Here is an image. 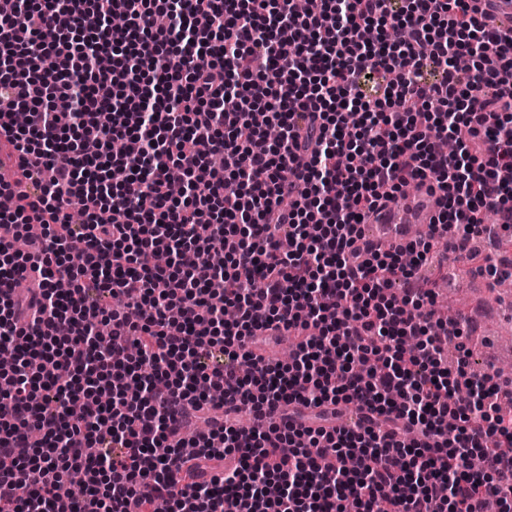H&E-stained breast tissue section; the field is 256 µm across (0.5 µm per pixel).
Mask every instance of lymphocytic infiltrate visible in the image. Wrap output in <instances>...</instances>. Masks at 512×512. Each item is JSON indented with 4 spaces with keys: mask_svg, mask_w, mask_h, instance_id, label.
Masks as SVG:
<instances>
[{
    "mask_svg": "<svg viewBox=\"0 0 512 512\" xmlns=\"http://www.w3.org/2000/svg\"><path fill=\"white\" fill-rule=\"evenodd\" d=\"M477 12L0 0V136L20 158L0 185V348L18 357L0 512H512V380L449 366L470 332L435 318L417 274L434 238L512 237V28ZM462 126L469 142L441 152ZM418 180L438 193L428 238L362 243ZM213 250L223 265L152 262ZM272 327L308 332L288 364L248 348ZM183 401L204 432L172 426ZM353 403L357 428L307 424ZM270 410L280 423L234 420Z\"/></svg>",
    "mask_w": 512,
    "mask_h": 512,
    "instance_id": "f902f5d3",
    "label": "lymphocytic infiltrate"
}]
</instances>
